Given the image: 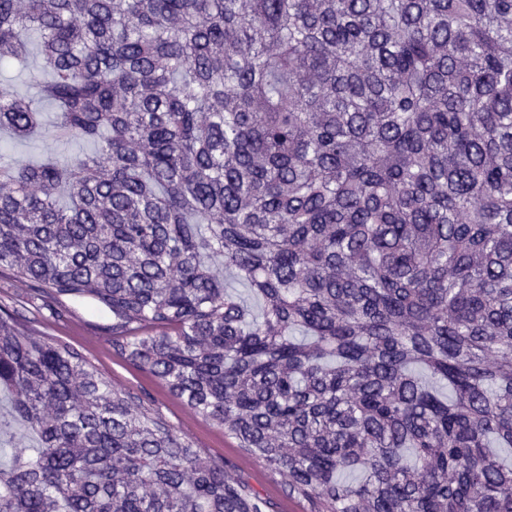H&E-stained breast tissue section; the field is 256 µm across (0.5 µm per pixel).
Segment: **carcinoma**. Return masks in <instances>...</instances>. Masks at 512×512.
<instances>
[{
	"mask_svg": "<svg viewBox=\"0 0 512 512\" xmlns=\"http://www.w3.org/2000/svg\"><path fill=\"white\" fill-rule=\"evenodd\" d=\"M32 36L55 122L0 130L93 151L0 155L1 278L108 311L310 512H512V0H0V66ZM0 389L40 439L0 512L273 510L16 310ZM220 274L224 276V282L229 287V290L251 307L254 313H257L258 302L251 294L250 287L247 282L236 277V275L228 269L223 268V272Z\"/></svg>",
	"mask_w": 512,
	"mask_h": 512,
	"instance_id": "carcinoma-1",
	"label": "carcinoma"
}]
</instances>
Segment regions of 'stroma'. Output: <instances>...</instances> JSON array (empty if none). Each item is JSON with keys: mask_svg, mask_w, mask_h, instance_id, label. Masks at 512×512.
<instances>
[{"mask_svg": "<svg viewBox=\"0 0 512 512\" xmlns=\"http://www.w3.org/2000/svg\"><path fill=\"white\" fill-rule=\"evenodd\" d=\"M89 144L80 141L40 139L34 142H14L10 154L20 162L37 160L46 154H80L91 152ZM69 312L57 320L49 314H36L32 326L41 335L61 339L79 348L99 373L119 389L152 398L153 408L168 424L190 438L208 456L224 462L233 474L252 479L255 459L244 455L229 436L197 417L179 400L172 397L149 374L133 370L112 353L107 327L110 318L90 301H69Z\"/></svg>", "mask_w": 512, "mask_h": 512, "instance_id": "obj_1", "label": "stroma"}]
</instances>
